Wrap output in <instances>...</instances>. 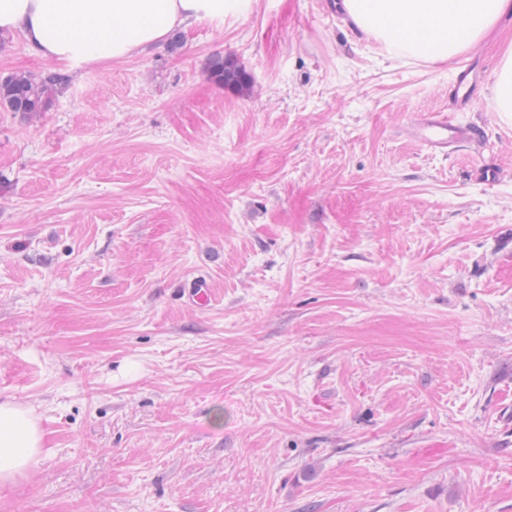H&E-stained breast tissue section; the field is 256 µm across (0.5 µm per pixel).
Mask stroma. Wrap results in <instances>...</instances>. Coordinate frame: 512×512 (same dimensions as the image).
<instances>
[{
	"label": "stroma",
	"instance_id": "1",
	"mask_svg": "<svg viewBox=\"0 0 512 512\" xmlns=\"http://www.w3.org/2000/svg\"><path fill=\"white\" fill-rule=\"evenodd\" d=\"M180 34L0 111V399L46 435L0 512H512V18L445 63L335 0ZM447 109L485 138L409 131ZM492 94L496 112L504 120L512 121V43L503 53L501 61L495 70ZM206 65L210 78L216 83L232 88L242 95L251 90L249 74L234 58L215 54L208 59Z\"/></svg>",
	"mask_w": 512,
	"mask_h": 512
}]
</instances>
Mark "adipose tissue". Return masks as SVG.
I'll list each match as a JSON object with an SVG mask.
<instances>
[{"label": "adipose tissue", "mask_w": 512, "mask_h": 512, "mask_svg": "<svg viewBox=\"0 0 512 512\" xmlns=\"http://www.w3.org/2000/svg\"><path fill=\"white\" fill-rule=\"evenodd\" d=\"M252 0H0V32L21 33L38 57L94 66L163 43L189 23L248 9ZM345 22L388 58L445 62L512 17V0H336ZM45 434L33 410L0 401V495L39 462Z\"/></svg>", "instance_id": "adipose-tissue-1"}]
</instances>
